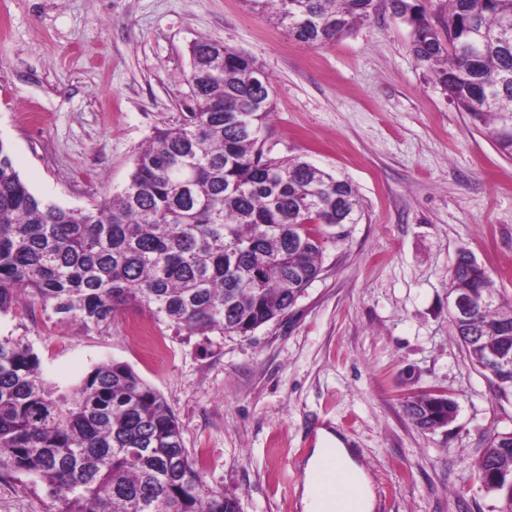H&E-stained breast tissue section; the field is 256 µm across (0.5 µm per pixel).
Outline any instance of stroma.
<instances>
[{
	"instance_id": "1",
	"label": "stroma",
	"mask_w": 512,
	"mask_h": 512,
	"mask_svg": "<svg viewBox=\"0 0 512 512\" xmlns=\"http://www.w3.org/2000/svg\"><path fill=\"white\" fill-rule=\"evenodd\" d=\"M202 38L253 60L272 88L266 149L350 181L358 223L293 309L246 337L200 336L138 304L88 327L31 297L0 314V336L28 343L63 389L99 364L130 366L241 512H303L318 426L356 450L373 512H498L476 463L489 431H512V391L472 365L448 306L462 249L512 303V159L416 61L390 10L308 47L246 0H0V142L14 168L63 208L121 192L155 129L191 106ZM424 392L456 399L448 426L408 417L407 397ZM0 512L54 502L0 468Z\"/></svg>"
}]
</instances>
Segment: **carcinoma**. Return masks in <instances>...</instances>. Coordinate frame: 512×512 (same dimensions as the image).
I'll return each mask as SVG.
<instances>
[{
    "instance_id": "carcinoma-1",
    "label": "carcinoma",
    "mask_w": 512,
    "mask_h": 512,
    "mask_svg": "<svg viewBox=\"0 0 512 512\" xmlns=\"http://www.w3.org/2000/svg\"><path fill=\"white\" fill-rule=\"evenodd\" d=\"M248 2L312 47L386 3L410 28L416 61L512 157V0H448L440 29L418 0ZM189 54V112L154 133L125 188L93 209L36 198L0 141L1 314L28 294L98 326L139 303L201 336H249L319 277L327 245L342 240L332 228L358 222V191L298 158L269 156L271 87L250 58L208 39ZM450 280L453 294H491L480 312L451 321L472 364L512 388V365L487 370L494 351L512 353V307L467 250ZM456 409L434 393L405 403L424 430L447 425ZM0 467L40 478L55 512H241L236 496L206 484L173 411L132 368L102 363L64 393L11 337H0ZM492 471L512 475V432L488 434L478 477Z\"/></svg>"
}]
</instances>
